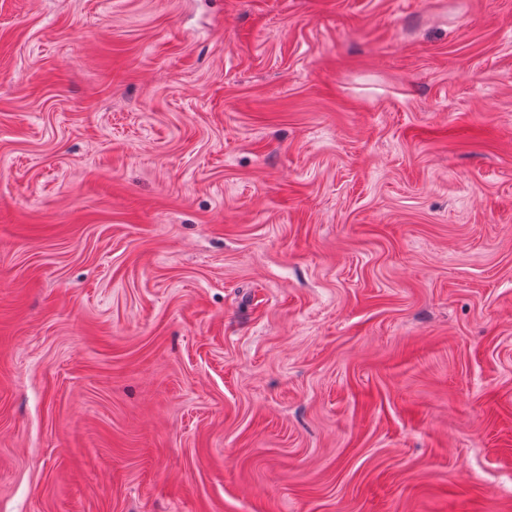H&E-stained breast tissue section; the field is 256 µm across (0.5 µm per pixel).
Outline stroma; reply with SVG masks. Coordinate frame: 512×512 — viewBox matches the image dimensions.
I'll return each mask as SVG.
<instances>
[{"label":"stroma","mask_w":512,"mask_h":512,"mask_svg":"<svg viewBox=\"0 0 512 512\" xmlns=\"http://www.w3.org/2000/svg\"><path fill=\"white\" fill-rule=\"evenodd\" d=\"M0 512H512V0H0Z\"/></svg>","instance_id":"1"}]
</instances>
